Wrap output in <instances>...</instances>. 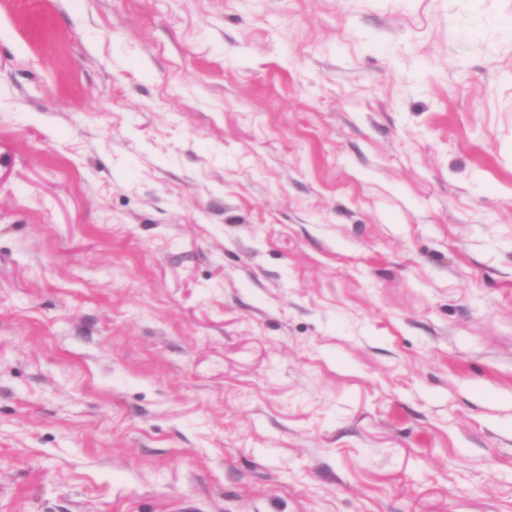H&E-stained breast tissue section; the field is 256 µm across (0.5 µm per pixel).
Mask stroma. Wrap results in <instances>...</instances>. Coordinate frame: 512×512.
Masks as SVG:
<instances>
[{"label": "stroma", "mask_w": 512, "mask_h": 512, "mask_svg": "<svg viewBox=\"0 0 512 512\" xmlns=\"http://www.w3.org/2000/svg\"><path fill=\"white\" fill-rule=\"evenodd\" d=\"M512 0H0V512H512Z\"/></svg>", "instance_id": "35a3bbf8"}]
</instances>
